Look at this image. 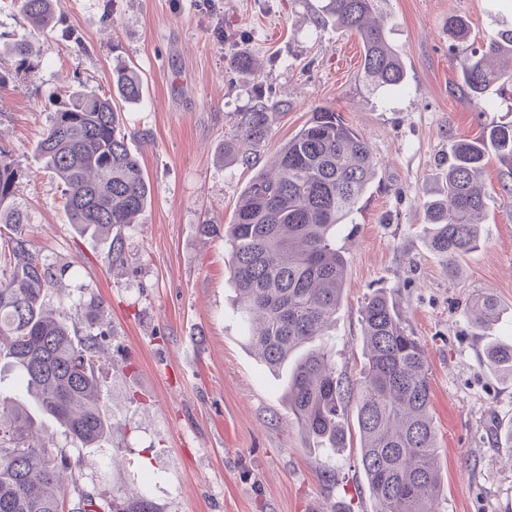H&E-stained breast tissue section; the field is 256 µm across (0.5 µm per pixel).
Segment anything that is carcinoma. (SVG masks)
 <instances>
[{
  "label": "carcinoma",
  "instance_id": "carcinoma-1",
  "mask_svg": "<svg viewBox=\"0 0 512 512\" xmlns=\"http://www.w3.org/2000/svg\"><path fill=\"white\" fill-rule=\"evenodd\" d=\"M385 0H330L336 28L358 34L363 47V78L375 88L393 89L406 76L400 52L374 15ZM31 24L29 36L9 52L25 56L32 39L54 28L61 0H20ZM468 98L512 82V29L480 54L456 61ZM115 93L124 101L142 97L134 71L120 69ZM36 151L44 167L63 183L62 200L79 233L109 241L111 263L123 259L122 228L147 207L150 186L139 160L128 148L122 111L113 99L94 92L61 90ZM275 105L258 101L239 113L224 155L248 162L271 138ZM498 152L512 175V120L491 126L483 139L451 145L448 169L424 203L431 248L447 265L477 247L478 220L486 207L479 186L485 142ZM279 172L262 171L244 188L233 222L224 225L231 250L230 277L238 291L240 320L251 328L250 346L265 365L305 352L288 373V408L307 437L330 449L345 447L341 418L355 404L360 434V465L376 503L375 512H438L441 493L435 428L430 415L428 356L421 340L404 325L384 291L362 308L365 362L359 378L336 375V350L323 341L335 325L346 276L337 237L375 177L367 143L335 110L322 107L273 155ZM20 174L0 148V223H23L14 198ZM58 282L41 264L22 232L0 237V355L19 370L17 390L26 398L0 400V512H64L65 495L52 488L71 478L77 495L73 512H155L137 492L115 504L80 490L73 469L80 457L111 429L99 403V337L92 313L85 332L65 317L44 310V299ZM496 300L485 295L467 309L473 327L483 331L499 318ZM486 362L512 374V346L491 345ZM79 448H57L38 436L28 402Z\"/></svg>",
  "mask_w": 512,
  "mask_h": 512
}]
</instances>
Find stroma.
<instances>
[{"instance_id": "stroma-1", "label": "stroma", "mask_w": 512, "mask_h": 512, "mask_svg": "<svg viewBox=\"0 0 512 512\" xmlns=\"http://www.w3.org/2000/svg\"><path fill=\"white\" fill-rule=\"evenodd\" d=\"M326 2L63 0L30 55H0V146L23 174L21 230L40 262L63 272L46 307L97 304L105 330L101 406L112 429L75 469L87 492L120 501L143 489L157 512H374L355 408L342 419L346 447L306 437L288 410L287 369H270L248 346L223 236L201 232L231 223L270 153L329 107L377 163L343 243L329 338L336 369L358 377L362 306L377 289L392 294L428 353L439 512H512V376L483 364L488 342L512 345V199L497 157L482 177L478 246L453 270L430 249L424 217L453 141L482 135L512 109V85L470 100L451 64L512 27V0H388L382 24L406 67L398 90L365 82L361 41L336 29ZM454 16L470 25L465 41L445 32ZM243 53L256 72L228 68L227 57ZM121 67L144 85L142 100L122 110L151 198L141 223L124 230L115 265L107 241L70 224L62 183L36 145L59 88L114 95ZM259 100L288 105L268 145L252 165L225 158L237 113ZM481 295L496 298L501 314L480 336L466 310Z\"/></svg>"}]
</instances>
